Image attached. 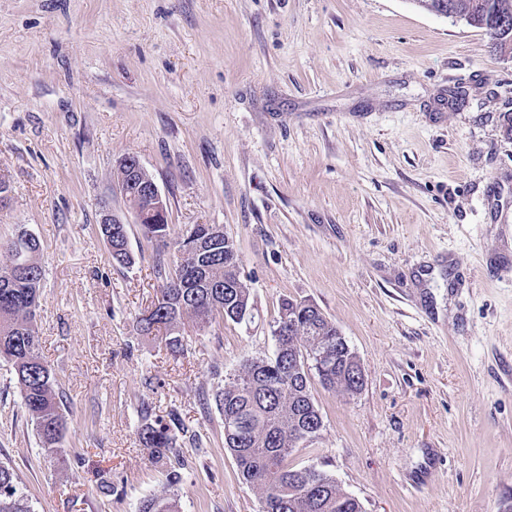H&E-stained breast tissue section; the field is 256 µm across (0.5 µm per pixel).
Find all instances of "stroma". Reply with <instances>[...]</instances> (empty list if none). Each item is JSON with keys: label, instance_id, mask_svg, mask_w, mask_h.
<instances>
[{"label": "stroma", "instance_id": "obj_1", "mask_svg": "<svg viewBox=\"0 0 512 512\" xmlns=\"http://www.w3.org/2000/svg\"><path fill=\"white\" fill-rule=\"evenodd\" d=\"M512 60L412 0H0V242L42 245L38 352L68 406L47 454L0 362V460L35 512H261L224 446L216 388L269 357L282 297L357 355L356 395L312 381L323 427L289 458L362 512H512ZM181 232L220 224L251 317L137 328L159 294L149 241L112 182L125 154ZM128 224L112 265L102 210ZM208 437L179 471L141 412ZM111 494L98 489L100 474ZM178 499L171 494L153 495L140 505L139 512H179Z\"/></svg>", "mask_w": 512, "mask_h": 512}]
</instances>
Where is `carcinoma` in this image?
<instances>
[{
	"label": "carcinoma",
	"mask_w": 512,
	"mask_h": 512,
	"mask_svg": "<svg viewBox=\"0 0 512 512\" xmlns=\"http://www.w3.org/2000/svg\"><path fill=\"white\" fill-rule=\"evenodd\" d=\"M453 5L468 15L469 25L484 30L505 19L508 27L498 33L499 42L491 51H512V0H418L416 6L437 13ZM122 182L127 204L141 219L140 229L148 240L170 241L176 251L193 242L206 225L194 224L177 233L168 224V210L158 211L132 186L121 181L120 169L113 172ZM110 238L112 263H132L128 225L116 224ZM41 245L21 231L7 245L0 246V360L10 363L17 375L23 404L44 449L52 454L67 429L66 408L59 396V382L38 355L36 316L44 270ZM163 279L160 296L148 314L138 321L139 330L164 328L168 345L181 350V325L193 320L204 330L218 317L236 321L250 310L251 293L240 275L235 243L220 237L209 244L204 270L195 277L191 258L176 257L171 269L160 265ZM233 287L226 288L224 283ZM355 354L346 350L335 324L320 310L303 300L284 297L277 318L276 350L271 359L246 361L238 374L214 394L224 421V444L235 457L244 481L262 490V512H362L360 503L343 493L336 480L324 471L294 467L288 457L296 441L316 436L323 418L311 394V372H316L323 388L359 393L355 380ZM189 436L195 444L203 438L189 431L179 416L170 414V423L150 421L141 415L140 442L155 457L184 466L177 434ZM14 467L0 461V512H33ZM139 512H179L178 499L167 493L146 498Z\"/></svg>",
	"instance_id": "obj_1"
}]
</instances>
